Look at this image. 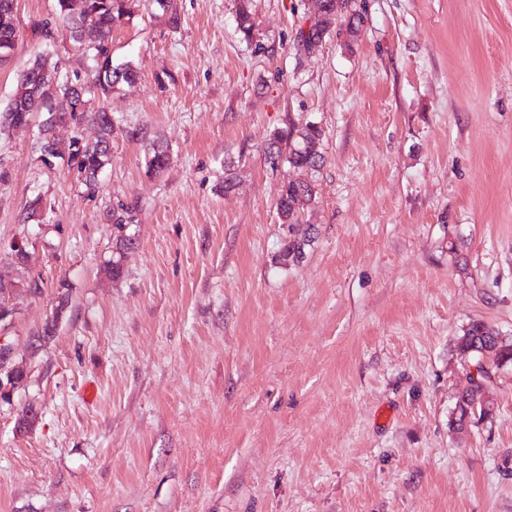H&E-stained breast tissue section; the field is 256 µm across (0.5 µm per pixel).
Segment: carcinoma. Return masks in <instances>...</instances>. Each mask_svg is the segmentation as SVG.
Returning a JSON list of instances; mask_svg holds the SVG:
<instances>
[{
    "instance_id": "obj_1",
    "label": "carcinoma",
    "mask_w": 512,
    "mask_h": 512,
    "mask_svg": "<svg viewBox=\"0 0 512 512\" xmlns=\"http://www.w3.org/2000/svg\"><path fill=\"white\" fill-rule=\"evenodd\" d=\"M15 0H0V56L8 53L12 43L16 42L17 30L14 18L9 14V8ZM138 0H85V7L80 12H74L64 6V0H56V16L69 40L81 44L83 31L93 29L97 34V44L91 48L93 66L87 80L76 85L67 75H61L57 92L51 107L57 111L56 120L61 122L82 123L91 118L97 125V140L85 144L79 149L73 145L66 147L60 143L50 144L49 137L42 135L36 142L39 152L52 148L59 155L68 153L77 157L79 170L84 172L83 183L88 193L93 194L98 187L96 172L111 161L112 138L119 127L112 120V115L101 107L95 112L86 109L78 110L74 103V94L81 91L83 101L93 100L92 94L99 93L107 97L116 88L132 85L138 77L136 67L132 62L115 64L112 61V33L123 23L130 20ZM319 11L334 14L344 18L351 36L355 37L360 31L362 16L357 10L356 0H316ZM237 28L250 40L253 38L254 19L249 0H240L236 13ZM331 33L329 27L313 25L309 29H300L298 38L302 45L311 48ZM50 69L47 57L41 53L35 54L31 62L20 72L15 93L7 107L0 110V132L18 127L31 114L39 111L44 102L34 96L38 78L43 71ZM323 132L313 123L294 124L286 130H278L270 134L265 147V159L270 166L280 161H286L301 173V177L284 184L279 192L276 207L281 222L288 225V242L279 255L280 263L286 265L304 253L309 245L311 236L309 228L299 220L298 213L303 207L314 200V188L304 179L310 171L320 167L323 161L321 152ZM146 172H160L171 163V155L167 148L152 141L146 145ZM123 214L113 222L117 230L115 236V253L121 254L132 244V238L125 231L129 221L133 220L134 207H121ZM497 333L481 321L471 323L460 336L457 348L465 357L480 355L487 350L500 348L498 355L503 360L512 363V343L497 346ZM484 386L477 383L468 392L456 399L453 423L456 428H462L465 407L480 400Z\"/></svg>"
}]
</instances>
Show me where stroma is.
Instances as JSON below:
<instances>
[{
	"label": "stroma",
	"instance_id": "35a3bbf8",
	"mask_svg": "<svg viewBox=\"0 0 512 512\" xmlns=\"http://www.w3.org/2000/svg\"><path fill=\"white\" fill-rule=\"evenodd\" d=\"M358 3L357 39L339 22L311 50L312 0H252L250 41L238 0H174L175 26L141 5L112 35L139 77L108 100L124 132L95 193L34 129L0 137V276L28 372L0 401V512H512V364L491 371L489 419L451 423L464 329L512 339V0ZM16 19L0 108L37 53L91 64L46 37L54 0H16ZM306 122L324 132L313 238L283 266L276 200L299 173L263 148ZM149 139L172 157L157 174ZM121 210L127 215V217L119 215L112 225L117 230V234L115 236V245L113 248L115 249V253L119 255L123 253L125 249H128V246L132 244V238L126 233L127 231H125V228L133 220L131 213L134 211V208L133 206L127 207L122 205Z\"/></svg>",
	"mask_w": 512,
	"mask_h": 512
}]
</instances>
